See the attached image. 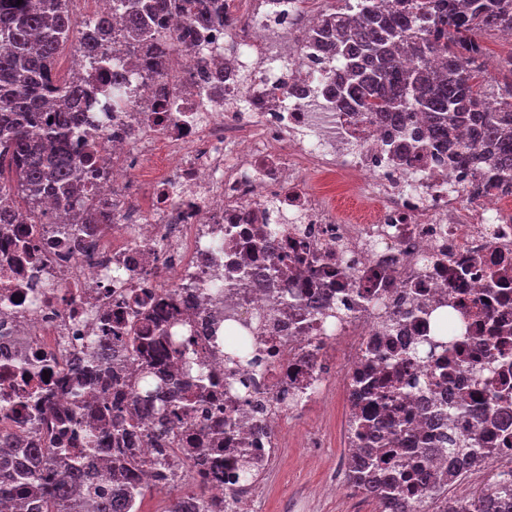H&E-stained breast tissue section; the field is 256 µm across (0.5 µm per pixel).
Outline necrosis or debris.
Returning <instances> with one entry per match:
<instances>
[{
	"instance_id": "4bbe7bcc",
	"label": "necrosis or debris",
	"mask_w": 512,
	"mask_h": 512,
	"mask_svg": "<svg viewBox=\"0 0 512 512\" xmlns=\"http://www.w3.org/2000/svg\"><path fill=\"white\" fill-rule=\"evenodd\" d=\"M327 2L224 0L241 27L206 31L203 89L191 85L188 52L155 80L126 67L130 106L83 116L73 140L78 152L86 138L98 145L87 201L111 208L109 220L60 235L30 225L40 243L26 253L0 234V432L16 447L52 444L100 470L84 430L60 441L53 430L102 402L103 390L76 383L73 363L96 349L102 320L127 319L137 292L168 309L142 320L167 351L159 380L183 397L213 391L189 421L195 434L225 421L205 457L213 512L228 498L249 512L289 416L324 409L334 388L350 408L349 455L367 445L363 418L412 432L389 464L367 465L372 479L420 461L434 474L490 457L512 469V424L482 429L476 454L431 453L448 428L472 430L487 389L512 414V192L474 193L475 168L440 161L442 147L423 140L425 113L395 130L343 110L330 82L344 62L316 31ZM358 194L369 211L339 209ZM440 311L456 318L450 343L421 361L414 350L434 339ZM229 328L257 366L227 363ZM489 341L493 370L478 381L465 363ZM245 377L255 389L242 395Z\"/></svg>"
}]
</instances>
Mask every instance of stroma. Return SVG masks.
<instances>
[{
  "label": "stroma",
  "mask_w": 512,
  "mask_h": 512,
  "mask_svg": "<svg viewBox=\"0 0 512 512\" xmlns=\"http://www.w3.org/2000/svg\"><path fill=\"white\" fill-rule=\"evenodd\" d=\"M347 414L343 396L334 390L325 409L293 422L288 446L266 475L252 512H376L370 496L345 483L333 496L317 494L339 472L345 454L341 427Z\"/></svg>",
  "instance_id": "obj_1"
}]
</instances>
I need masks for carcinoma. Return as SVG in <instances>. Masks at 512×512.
Masks as SVG:
<instances>
[{"label": "carcinoma", "mask_w": 512, "mask_h": 512, "mask_svg": "<svg viewBox=\"0 0 512 512\" xmlns=\"http://www.w3.org/2000/svg\"><path fill=\"white\" fill-rule=\"evenodd\" d=\"M117 29L112 16L82 22L76 29L69 0H0V167L8 165L17 186L0 183V207L13 212L5 220L39 224L38 201L44 194L55 205L62 221L97 223L105 216L77 214L70 210L73 195L80 191L87 168L94 166L96 152L84 149L75 157L68 141L79 125V113L93 107L87 101V73L112 71V84L101 89L100 111L112 112L130 102L123 90L124 56L139 57L148 76H163L167 57L194 45L200 33L222 23L236 27L224 16L220 0H114ZM400 7L384 12L380 0H340L337 15L324 20L321 32L325 47L345 59L336 77V99L353 112L379 118L401 127L408 115L429 114L424 137L445 142L471 164L492 167L483 191L499 188L496 174L512 172V54L498 62L496 73L484 63V37L512 32V0H396ZM184 20L174 32L163 28L172 16ZM79 55L78 71L60 85L55 64L69 43ZM442 60L430 65L429 57ZM20 191L27 207L19 206ZM96 350L98 366L118 353L134 365L152 369L142 359L144 350L156 345L155 337L129 323L128 335L112 344L115 331L108 324ZM246 339L226 346L227 360L235 365H257L246 350ZM133 407L143 434L154 439L155 455L142 460L132 448L135 431L112 419L120 411L106 402L95 408L97 426L85 434L89 448H103L107 473L98 480L65 462L61 454L44 448H25L23 456L11 447L12 437H0V497H15V512H130L133 497L112 495V484L136 466H164L171 445L180 436L175 420L193 410L162 388L135 397ZM352 487L377 497L379 512H432L434 496L447 483L421 474L419 498L408 501L401 482L372 483L362 476L359 464L350 463ZM481 499H456L445 512H479Z\"/></svg>", "instance_id": "obj_1"}]
</instances>
